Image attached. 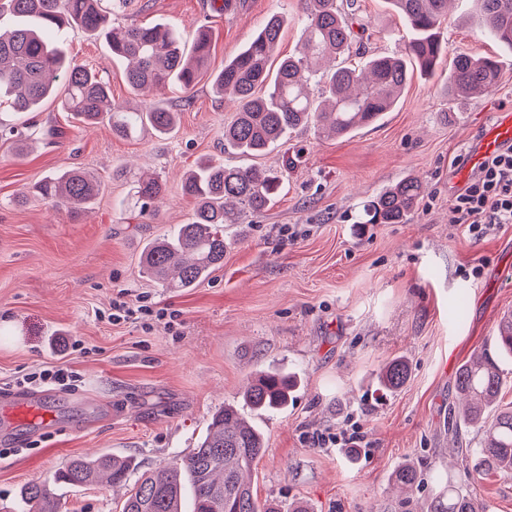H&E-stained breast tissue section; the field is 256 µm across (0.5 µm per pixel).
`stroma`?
I'll return each instance as SVG.
<instances>
[{"mask_svg":"<svg viewBox=\"0 0 512 512\" xmlns=\"http://www.w3.org/2000/svg\"><path fill=\"white\" fill-rule=\"evenodd\" d=\"M369 53H400L410 38L387 0H357ZM286 13L279 43L294 53L298 0H141L119 23L171 22L185 33L207 27L209 68L223 69L269 16ZM472 0H455L442 27L448 57H496L498 85L473 99L448 97V67L413 72L396 106L374 124L340 139L313 128L289 134L255 157L226 151L224 127L234 109L207 81L188 91L169 85L158 105L180 115L177 132L113 135L85 128L54 102L35 114L42 137L23 158L0 136V395L31 367L64 365L79 376L71 390L38 388L58 426L40 434L0 414V512H22L28 483L46 482L59 512H122L126 491L102 484L72 487L53 475L74 456L109 452L156 471L195 447L211 415L241 404L259 369L294 373L288 406L251 412L266 452L250 475L259 500L300 502L309 512H423L463 476L448 453V422L457 403L458 367L489 345L512 310V224L480 241L453 234L448 208L462 191L458 163L497 112L512 107V51L476 34ZM64 50L108 80L115 103L140 105L123 67L101 40L78 28ZM207 158L284 171L273 206L228 231L224 263L194 288L172 291L140 272L145 243L186 223L193 202L182 174ZM94 172L102 190L88 213L71 220L41 201L16 203L25 187L69 169ZM156 174L167 190L156 215L126 209L134 180ZM423 185L402 224L362 223L363 208L406 177ZM304 229L288 241L280 228ZM123 296L174 311L173 329L112 324L110 304ZM84 354H70L72 339ZM405 357L409 379L381 394L383 363ZM359 424L365 448H316L312 432ZM413 461L424 481L396 492L393 470Z\"/></svg>","mask_w":512,"mask_h":512,"instance_id":"obj_1","label":"stroma"}]
</instances>
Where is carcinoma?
<instances>
[{"label": "carcinoma", "mask_w": 512, "mask_h": 512, "mask_svg": "<svg viewBox=\"0 0 512 512\" xmlns=\"http://www.w3.org/2000/svg\"><path fill=\"white\" fill-rule=\"evenodd\" d=\"M301 34L295 53L280 57L277 48L288 18L272 15L224 68L211 75V87L236 104L233 120L224 127V146L238 153L259 155L288 132L312 126L328 137H345L377 121L396 105L408 80V64L432 75L446 55L441 36L448 0H391L411 32L405 53L371 54L361 65L347 64L355 35L339 0H302ZM478 34L512 48V0H475ZM13 25L0 27V106L22 115L37 111L49 100L90 126L107 121L112 134L128 138L142 128L166 136L178 127V113L158 105L129 111L112 103L109 82L92 68L69 59L61 39L77 27L104 40L112 56L126 63L132 91L146 94L166 84L195 87L206 69L211 42L205 29L195 36L177 25H122L100 7V0H6ZM497 60L462 53L452 61L447 92L469 97L493 90L500 80ZM321 84L318 96L310 81ZM15 138L18 156L37 142L36 131L3 129ZM281 175L270 168L226 166L206 159L182 179L183 195L195 203L185 224H178L150 241L141 256L142 273L171 289L193 288L224 264L225 232L244 213L269 208L281 189ZM100 181L81 169L42 179L18 194L17 202L33 195L73 217L80 216L99 195ZM166 192L158 177H139L132 200L139 215ZM421 184L407 177L386 188L364 208L367 224H403L416 207ZM512 358V312L505 314L494 337V352L485 349L461 364L456 374L459 405L456 422L479 435L478 447L454 448L452 453L474 460L482 474L512 476V406L498 397L505 379L499 359ZM403 358L385 363L379 387L393 392L408 380ZM294 378L277 370L259 372L245 393L253 410L275 413L288 407ZM265 451L264 434L234 406L212 414L205 436L189 452L157 473H142L133 482L122 512H279L254 495L248 474ZM136 470L133 459L101 454L94 459L70 458L54 480L84 486L101 480L124 486ZM421 481L407 461L394 471L392 483L411 490ZM36 512H57V502L41 482L23 492ZM429 512H486V506L463 488L450 485L448 494L431 501Z\"/></svg>", "instance_id": "cac0c4a2"}]
</instances>
